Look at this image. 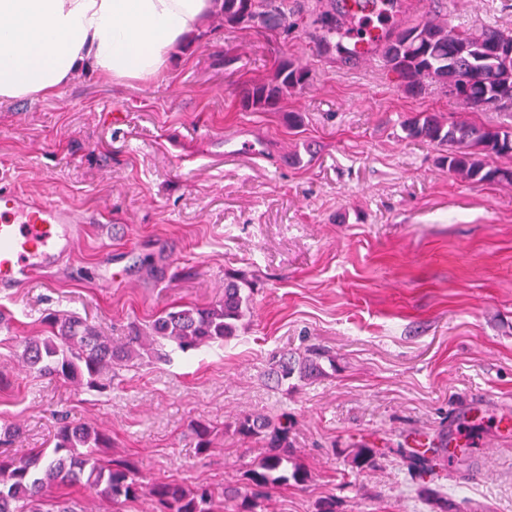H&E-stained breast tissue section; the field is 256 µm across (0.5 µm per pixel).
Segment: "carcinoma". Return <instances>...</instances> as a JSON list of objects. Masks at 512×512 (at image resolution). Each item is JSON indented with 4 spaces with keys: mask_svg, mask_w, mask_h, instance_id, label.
I'll return each mask as SVG.
<instances>
[{
    "mask_svg": "<svg viewBox=\"0 0 512 512\" xmlns=\"http://www.w3.org/2000/svg\"><path fill=\"white\" fill-rule=\"evenodd\" d=\"M223 0L219 14L224 26L257 28L269 17L268 31L295 28L330 56L354 18L343 14L337 0ZM382 34L375 52L398 74L404 90L422 97L432 86L444 91L471 112H512V30L485 25L458 30L447 21L407 16L401 0H381ZM314 79L312 69L293 59L279 62L270 78L255 83L244 106L258 112L276 110L288 95L305 90ZM406 137L434 146L439 164L473 183L512 184V168L495 158L512 157V126L450 120L437 112H413L401 123ZM255 282L243 272L224 282V298L207 306L164 310L141 327L129 326L118 342L76 313H49L44 334L22 340L21 358L29 371L64 380L87 391L110 385L112 375L147 361H169L177 352L221 346L237 336L239 322L252 309ZM322 355L292 353L274 361L272 376L279 385L294 377L313 379L322 373ZM295 421L281 413L271 417L244 412L235 432L262 444L259 460L236 484L223 489L209 485L186 487L174 480L146 482L130 458L112 459L102 449L109 439L83 423L61 420L51 454L39 450L28 456L0 455V512H82L76 502L54 494L59 487H79L112 506L114 512L142 499L154 502V512H257L269 489L303 487L310 479L297 461L292 432ZM196 448H211L214 427L193 422ZM418 475L433 471L434 459H423L403 447L395 449ZM380 449L361 442L342 452L344 465L361 472L374 467Z\"/></svg>",
    "mask_w": 512,
    "mask_h": 512,
    "instance_id": "cac0c4a2",
    "label": "carcinoma"
}]
</instances>
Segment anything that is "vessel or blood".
<instances>
[{
	"label": "vessel or blood",
	"mask_w": 512,
	"mask_h": 512,
	"mask_svg": "<svg viewBox=\"0 0 512 512\" xmlns=\"http://www.w3.org/2000/svg\"><path fill=\"white\" fill-rule=\"evenodd\" d=\"M348 15L368 18L377 0H339ZM260 140L242 128L224 136V156L259 154ZM87 219L62 201L36 200L13 188H0V290L22 287L38 274L68 261L85 232Z\"/></svg>",
	"instance_id": "1"
}]
</instances>
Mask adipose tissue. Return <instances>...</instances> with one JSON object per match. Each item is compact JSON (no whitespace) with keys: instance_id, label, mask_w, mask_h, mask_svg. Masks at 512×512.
I'll return each instance as SVG.
<instances>
[{"instance_id":"obj_1","label":"adipose tissue","mask_w":512,"mask_h":512,"mask_svg":"<svg viewBox=\"0 0 512 512\" xmlns=\"http://www.w3.org/2000/svg\"><path fill=\"white\" fill-rule=\"evenodd\" d=\"M222 0H0V99L58 91L93 69L151 80Z\"/></svg>"}]
</instances>
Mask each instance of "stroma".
<instances>
[{"label": "stroma", "mask_w": 512, "mask_h": 512, "mask_svg": "<svg viewBox=\"0 0 512 512\" xmlns=\"http://www.w3.org/2000/svg\"><path fill=\"white\" fill-rule=\"evenodd\" d=\"M461 29L512 30V0H403ZM311 64L315 77L281 111H243L251 82L278 61ZM440 111L499 124L505 114L465 112L438 87L415 98L380 59L317 56L305 35L225 27L209 16L149 81L79 73L54 94L0 100V187L63 200L91 222L73 257L0 293V428L20 425L7 452L52 449L60 416L105 431L110 455L134 457L144 475L188 486L240 481L258 460L241 439V412L296 419L293 445L312 479L270 490L262 512H512V185L464 182L434 147L406 139L410 112ZM264 135L261 156L225 160V130ZM126 269L105 288L88 273L102 258ZM256 289L237 336L221 348L123 371L104 392H81L29 372L21 340L43 316L74 312L121 340L180 304L208 306L226 273ZM325 351L324 373L277 387L275 356ZM217 427L212 448L189 424ZM467 425L463 460L419 477L398 444L445 448ZM381 454L360 474L343 449Z\"/></svg>", "instance_id": "1"}]
</instances>
